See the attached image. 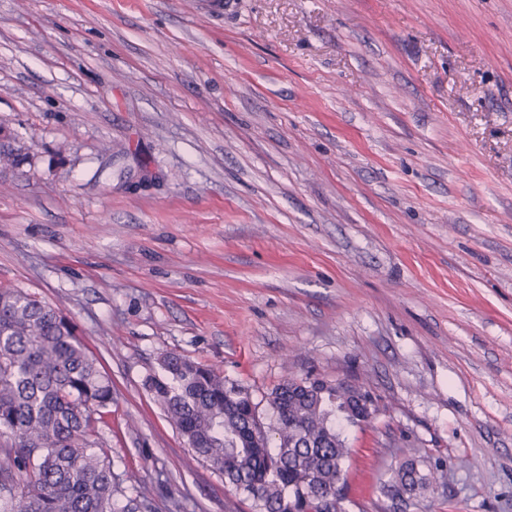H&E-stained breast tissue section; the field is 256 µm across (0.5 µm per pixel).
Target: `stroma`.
<instances>
[{"label": "stroma", "mask_w": 512, "mask_h": 512, "mask_svg": "<svg viewBox=\"0 0 512 512\" xmlns=\"http://www.w3.org/2000/svg\"><path fill=\"white\" fill-rule=\"evenodd\" d=\"M0 126V284L110 378L122 499L251 512L145 388L176 351L264 419L363 385L347 512H512V0H0Z\"/></svg>", "instance_id": "35a3bbf8"}]
</instances>
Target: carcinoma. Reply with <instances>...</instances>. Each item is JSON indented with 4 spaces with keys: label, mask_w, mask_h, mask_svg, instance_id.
I'll return each mask as SVG.
<instances>
[{
    "label": "carcinoma",
    "mask_w": 512,
    "mask_h": 512,
    "mask_svg": "<svg viewBox=\"0 0 512 512\" xmlns=\"http://www.w3.org/2000/svg\"><path fill=\"white\" fill-rule=\"evenodd\" d=\"M0 155L28 160L10 142ZM145 386L195 455L252 498L254 512H346L327 501L349 448L336 413L351 424L377 412L362 387L288 378L267 394L269 424L248 389L175 351ZM112 405V382L59 309L20 288H0V512H129L119 505L112 458L97 415ZM397 487L424 484L413 464Z\"/></svg>",
    "instance_id": "cac0c4a2"
}]
</instances>
